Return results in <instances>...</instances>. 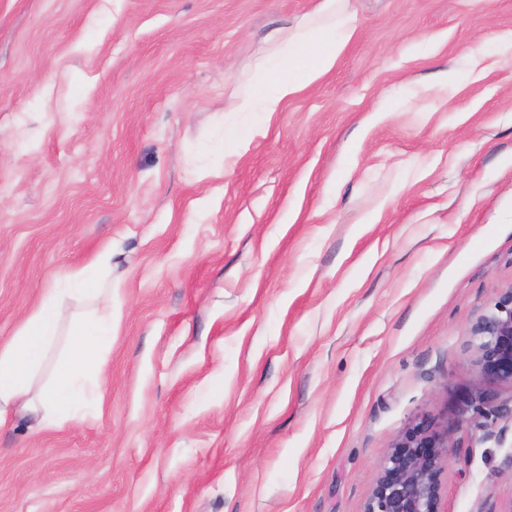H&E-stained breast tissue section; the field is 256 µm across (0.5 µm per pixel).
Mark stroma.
Here are the masks:
<instances>
[{"instance_id": "35a3bbf8", "label": "stroma", "mask_w": 512, "mask_h": 512, "mask_svg": "<svg viewBox=\"0 0 512 512\" xmlns=\"http://www.w3.org/2000/svg\"><path fill=\"white\" fill-rule=\"evenodd\" d=\"M321 0H0V342L112 249L103 398L0 426V512H363L449 429L512 512L472 323L512 286V0H347L335 66L229 112ZM473 404L475 413L486 421H492L506 411V408L497 404L495 395L491 391L478 392Z\"/></svg>"}]
</instances>
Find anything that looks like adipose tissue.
<instances>
[{"mask_svg":"<svg viewBox=\"0 0 512 512\" xmlns=\"http://www.w3.org/2000/svg\"><path fill=\"white\" fill-rule=\"evenodd\" d=\"M344 0H323L320 19H306L289 32L276 62H262L263 80L250 94L231 100V112H250L254 107L278 111L283 101L328 71L352 37L356 26L343 8ZM112 268V252L104 250L83 269L65 273L73 292L111 304L112 291L99 274ZM59 329V309L44 300L23 320L13 336L0 343V424L6 420L37 419L52 426L68 415L74 390L83 379H102L105 361L101 349L112 336L106 317H77L70 324V350L60 363L51 385L35 384Z\"/></svg>","mask_w":512,"mask_h":512,"instance_id":"ef3b65f1","label":"adipose tissue"}]
</instances>
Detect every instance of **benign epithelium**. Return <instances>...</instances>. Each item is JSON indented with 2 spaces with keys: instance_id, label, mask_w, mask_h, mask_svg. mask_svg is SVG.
Here are the masks:
<instances>
[{
  "instance_id": "1",
  "label": "benign epithelium",
  "mask_w": 512,
  "mask_h": 512,
  "mask_svg": "<svg viewBox=\"0 0 512 512\" xmlns=\"http://www.w3.org/2000/svg\"><path fill=\"white\" fill-rule=\"evenodd\" d=\"M474 363L490 384L512 385V287L504 289L470 328ZM475 413L486 422L505 411L489 391L477 393ZM448 431L421 421L391 444L364 512H440V477L449 464Z\"/></svg>"
}]
</instances>
